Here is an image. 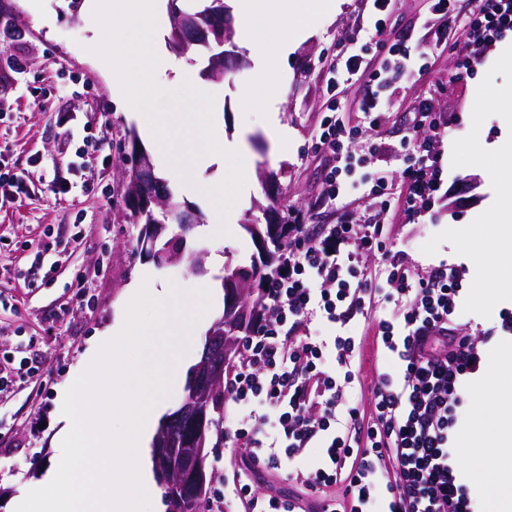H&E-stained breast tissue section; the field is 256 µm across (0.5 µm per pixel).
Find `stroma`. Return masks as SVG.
<instances>
[{"instance_id":"stroma-1","label":"stroma","mask_w":512,"mask_h":512,"mask_svg":"<svg viewBox=\"0 0 512 512\" xmlns=\"http://www.w3.org/2000/svg\"><path fill=\"white\" fill-rule=\"evenodd\" d=\"M21 26L0 24V161L24 183L16 202L0 207V356L35 360L38 382L17 385L0 401V512H14L25 486L56 464L55 436L61 424L60 398L79 376L86 359L98 351L122 313L129 284L146 275L163 285L194 287L198 276L187 263L160 265L141 253V227L130 217L124 176L132 166V142L148 153L157 175H164L161 151L146 137L140 119L119 109L112 99V75L103 71L93 49L102 30L82 10L83 0H43L54 15L53 28L33 20L24 0H10ZM431 0H391L385 27L363 37L368 45L384 44L403 31L413 39L429 37L436 18ZM364 0H343L336 14L320 22L296 44L287 58L276 61L287 95L279 118L290 137L272 146L263 124L264 111L242 108L239 87L252 80L253 62L243 58L233 75L214 82L224 99V133L233 136L240 122L251 125L246 145L254 156L252 185L235 204L237 224L262 219L267 199L263 177L274 174L279 184V208L295 207L308 214L312 226L331 223L333 208H318L324 157L317 147L319 126L327 113L325 75L341 47L343 36L356 27ZM512 32L481 49L473 71L457 67L454 49H439L429 73L405 85L380 116L378 135L387 150L371 153L370 136L358 137L350 152L360 158L358 175L385 177L387 190L400 194L410 152L403 141L411 108L421 100L437 112L458 119L432 145L447 164L443 177L448 193L422 216L406 223L401 213L390 215L391 234L408 262L420 271L445 259L461 265L464 285H471L475 265L442 243L436 254L421 250L435 233L469 224L479 207L490 205L494 191L487 172L472 166H449L452 145L471 128L478 84L499 56ZM75 133L60 135L61 120ZM110 150L101 152L98 138ZM74 161L72 190L59 197L50 190L54 164L60 156ZM87 286L78 294L77 282ZM353 333H368L353 364L355 377L348 391L362 409H370L376 380L375 327L362 320L349 324Z\"/></svg>"}]
</instances>
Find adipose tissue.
<instances>
[{"label":"adipose tissue","mask_w":512,"mask_h":512,"mask_svg":"<svg viewBox=\"0 0 512 512\" xmlns=\"http://www.w3.org/2000/svg\"><path fill=\"white\" fill-rule=\"evenodd\" d=\"M340 0H242L237 41L254 63L252 82L238 92L241 104L267 110L266 132L274 144L288 140L277 113L286 86L271 62L288 55L319 20L334 14ZM491 375V404L477 403L456 445L465 460L463 479L482 512H512V353L504 355Z\"/></svg>","instance_id":"obj_1"}]
</instances>
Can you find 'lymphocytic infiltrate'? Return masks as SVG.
I'll return each instance as SVG.
<instances>
[{
    "instance_id": "f902f5d3",
    "label": "lymphocytic infiltrate",
    "mask_w": 512,
    "mask_h": 512,
    "mask_svg": "<svg viewBox=\"0 0 512 512\" xmlns=\"http://www.w3.org/2000/svg\"><path fill=\"white\" fill-rule=\"evenodd\" d=\"M440 17L431 39L406 38L376 48L381 63L370 69L359 30L348 33L329 68L330 114L321 121L318 148L325 157L322 202H341L334 223L313 232L305 213H288V238L280 268L264 290L265 309L244 336L243 355L224 371V392L232 403L224 427L231 456L240 465L220 469V480L242 512H304L296 496L257 492L250 465L286 475L319 495L320 512H474L456 472L451 430L464 403L463 382L483 367L480 341L457 332L454 316L461 301V268L440 260L429 274L406 265L385 222L394 210L414 222L444 196L443 163L432 152L452 117L433 113L419 101L410 116L407 146L413 162L404 171L405 191L393 197L384 178L368 192L378 209L361 224L348 202L343 174L352 158L348 147L361 134L346 124L335 93L358 82L357 108L370 130L379 127L384 94L401 81L428 70L433 50H459L461 67H476L478 49L512 31V0H479L461 17L459 0H434ZM380 255L378 279L365 277L359 257ZM378 305L390 307L377 323L376 345L387 357L371 390L373 407L363 412L346 393L355 376L356 336L344 328L369 318ZM333 326L328 336L310 331L313 321ZM317 459H308L309 449ZM340 485V496L327 489Z\"/></svg>"
}]
</instances>
